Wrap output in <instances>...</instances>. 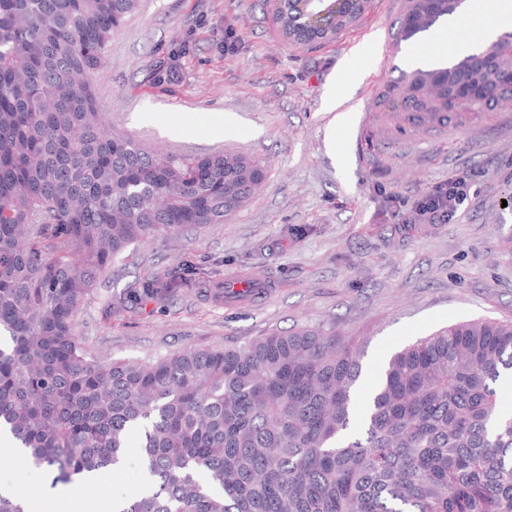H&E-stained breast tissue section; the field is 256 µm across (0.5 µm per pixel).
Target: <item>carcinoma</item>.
<instances>
[{
    "instance_id": "carcinoma-1",
    "label": "carcinoma",
    "mask_w": 512,
    "mask_h": 512,
    "mask_svg": "<svg viewBox=\"0 0 512 512\" xmlns=\"http://www.w3.org/2000/svg\"><path fill=\"white\" fill-rule=\"evenodd\" d=\"M137 0H0V428L69 485L141 436L119 512H512V322L466 321L395 353L368 405L361 351L301 328L151 363L89 360L74 317L130 244L224 223L265 173L231 153L151 155L110 132L93 76ZM424 111L448 88L430 86ZM192 285L142 284L160 299Z\"/></svg>"
}]
</instances>
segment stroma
Masks as SVG:
<instances>
[{
	"label": "stroma",
	"mask_w": 512,
	"mask_h": 512,
	"mask_svg": "<svg viewBox=\"0 0 512 512\" xmlns=\"http://www.w3.org/2000/svg\"><path fill=\"white\" fill-rule=\"evenodd\" d=\"M409 8L371 0L336 41L300 46L269 0H138L94 77L105 121L162 156L243 155L266 180L223 223L133 244L103 270L75 320L89 357L148 362L312 327L359 345L362 402L393 353L455 322L512 320V110L432 131L394 122L387 92L411 74L397 63ZM342 70L357 83L349 126L331 142L322 96ZM227 115L238 124L229 137ZM174 124L189 134L169 133ZM462 175L468 195L450 221L417 213L426 193ZM184 264L193 287L136 298L142 281ZM250 275L266 294L225 297V282ZM141 456L131 436L124 465L94 495L19 469L2 446L0 485L98 512L99 497L139 491Z\"/></svg>",
	"instance_id": "35a3bbf8"
}]
</instances>
